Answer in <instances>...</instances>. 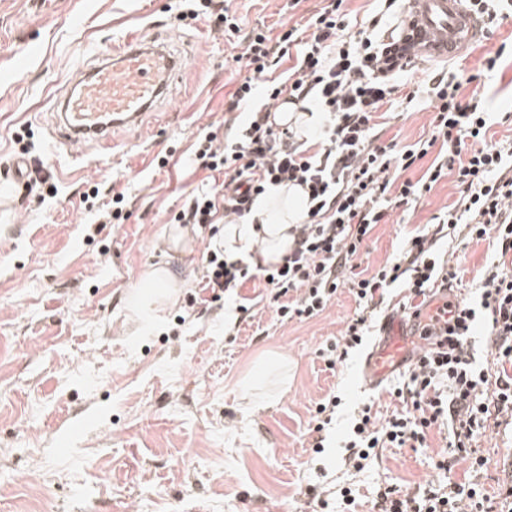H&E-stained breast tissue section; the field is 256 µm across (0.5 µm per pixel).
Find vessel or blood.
<instances>
[{
	"instance_id": "b4317fda",
	"label": "vessel or blood",
	"mask_w": 512,
	"mask_h": 512,
	"mask_svg": "<svg viewBox=\"0 0 512 512\" xmlns=\"http://www.w3.org/2000/svg\"><path fill=\"white\" fill-rule=\"evenodd\" d=\"M481 19L465 0H408L400 39L395 48L410 58L458 56L485 35ZM180 59L168 50L146 47L138 31H128L120 48H106L99 64L79 71L55 115L58 136L80 146L88 139L109 141L113 129L139 125L178 78ZM388 354L374 350L366 361L364 384L377 388Z\"/></svg>"
}]
</instances>
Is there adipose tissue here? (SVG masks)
<instances>
[{
  "label": "adipose tissue",
  "instance_id": "adipose-tissue-1",
  "mask_svg": "<svg viewBox=\"0 0 512 512\" xmlns=\"http://www.w3.org/2000/svg\"><path fill=\"white\" fill-rule=\"evenodd\" d=\"M301 198L295 186L270 188L254 205L255 223L225 225V255L263 265L278 262L291 244L289 230L299 220Z\"/></svg>",
  "mask_w": 512,
  "mask_h": 512
}]
</instances>
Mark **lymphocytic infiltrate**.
<instances>
[{
    "label": "lymphocytic infiltrate",
    "mask_w": 512,
    "mask_h": 512,
    "mask_svg": "<svg viewBox=\"0 0 512 512\" xmlns=\"http://www.w3.org/2000/svg\"><path fill=\"white\" fill-rule=\"evenodd\" d=\"M348 27L341 0H330L277 36L252 30L244 51L247 72L228 103L232 111L245 104L250 110L244 121L227 124L224 134L201 135L194 152L195 163L224 180L192 196L174 220L200 231L222 215L247 224L268 187H302L305 209L289 231L287 255L250 266L228 261L223 245L209 246L201 257L203 290L219 301L257 280L271 290L279 318L303 321L347 289L354 313L340 339L321 350L332 368L337 352L362 346L379 298L389 288H403L413 332L430 348L410 363L402 386L393 391L401 411L382 423L372 405L354 412L347 462L360 472L376 449L426 447L430 430L447 423L454 455L480 469L486 461L475 454L473 442L488 420L512 418V139L488 140L494 121H512V114L493 115L479 94L462 96L451 74L433 79L426 89L433 109L430 139L403 147L379 143L374 120L394 103L398 86L390 77L404 64L373 28L352 34ZM289 54L296 57L292 74L281 82L272 79ZM259 92L266 101L257 107L253 100ZM282 95L314 101L320 113L317 151L305 148L296 129L275 128L272 103ZM434 147L439 153L426 172L406 178ZM450 176L459 197L436 214L434 234L416 233L391 262L369 275L356 273L363 244L385 217L389 197L403 204L419 201ZM442 235L491 246L475 298L449 299L458 266L436 250ZM479 326L491 344L492 364L486 368L477 365L469 344ZM499 499H512L511 484L493 499L476 483L431 481L412 491L384 488L376 505L378 512H498Z\"/></svg>",
    "instance_id": "f902f5d3"
}]
</instances>
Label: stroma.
Wrapping results in <instances>:
<instances>
[{
    "instance_id": "1",
    "label": "stroma",
    "mask_w": 512,
    "mask_h": 512,
    "mask_svg": "<svg viewBox=\"0 0 512 512\" xmlns=\"http://www.w3.org/2000/svg\"><path fill=\"white\" fill-rule=\"evenodd\" d=\"M286 2L224 0L240 25L227 36L207 18H181L182 0H0V183L25 156L43 162L58 189L0 192V512H315L318 497L336 499L344 487L357 512H377L386 486L475 481L493 493L512 482V425L477 439L487 461L477 473L463 460L436 469L446 427L431 431L428 447L378 449L360 472L345 465L357 405L373 401L384 416L400 406L385 389H363L362 352L332 370L320 355L354 311L348 291L302 322L279 320L256 281L205 299L200 257L209 241L172 217L211 184L192 165L193 148L200 134L224 128L247 33L260 22L281 33L329 0L292 10ZM131 29L182 56V78L164 111L115 130L110 151L91 143L74 158L57 137L54 102L77 69L98 64L105 39ZM505 41L511 22L459 57L414 62L399 88L414 102L377 114L383 141L430 138L420 89L451 71L463 95L480 92L490 111L512 112V54L498 52ZM495 54V77H483ZM96 183L125 193V223H98L86 209L83 194ZM457 197L448 177L422 203L390 210L366 241L362 269L393 259L409 232ZM160 266L178 281L175 297L136 316L143 276ZM332 392L342 404L317 454L311 419Z\"/></svg>"
}]
</instances>
